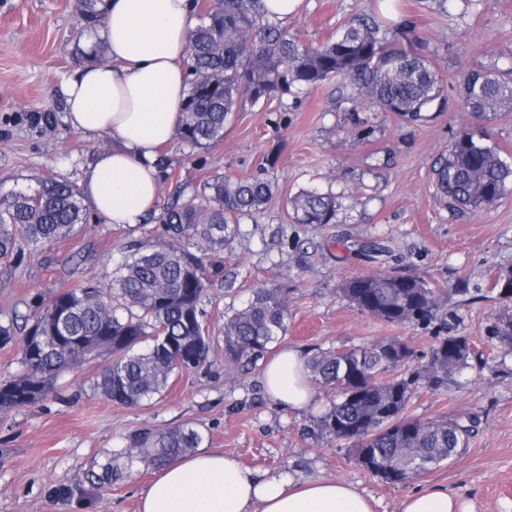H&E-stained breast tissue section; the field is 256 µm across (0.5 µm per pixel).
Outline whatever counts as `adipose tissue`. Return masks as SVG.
I'll return each mask as SVG.
<instances>
[{
    "label": "adipose tissue",
    "instance_id": "adipose-tissue-1",
    "mask_svg": "<svg viewBox=\"0 0 512 512\" xmlns=\"http://www.w3.org/2000/svg\"><path fill=\"white\" fill-rule=\"evenodd\" d=\"M106 8L99 38L107 63L79 67L62 92L67 122L112 139L82 176L85 199L109 223L134 226L158 202L156 158L177 134L189 88L187 36L197 20L189 0H108ZM262 380L281 408L302 411L314 402L305 360L294 348L272 356ZM140 512H375V501L346 481L260 472L201 450L164 467L142 493ZM400 512L465 509L434 485L408 495Z\"/></svg>",
    "mask_w": 512,
    "mask_h": 512
}]
</instances>
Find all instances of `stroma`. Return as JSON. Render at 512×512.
I'll use <instances>...</instances> for the list:
<instances>
[{
	"mask_svg": "<svg viewBox=\"0 0 512 512\" xmlns=\"http://www.w3.org/2000/svg\"><path fill=\"white\" fill-rule=\"evenodd\" d=\"M360 14L377 16L414 42L443 74V111L409 122L356 107L348 83L332 79L284 102L246 105L206 149L172 141L170 177L186 195L215 175L265 174L277 183L268 204L242 217L224 273L208 290L205 310L214 350L207 365L173 376L166 392L126 407L95 391L98 365L65 374L31 406L0 411V512H139L140 495L159 470L123 465L129 439L182 425L196 428L206 449L243 465L297 477L336 478L373 497L377 512H400L401 500L429 485L458 494L469 512H512V350L490 337L499 311L492 283L512 268V189L492 207L458 211L439 202L436 174L455 135L473 133L512 163V110L481 115L464 109L471 69L512 80V0H303L287 26L320 41ZM89 30L73 0H0V196L52 176L80 181L112 140L90 138L65 119L61 87L81 63ZM319 189L336 196L328 224H296L290 197ZM162 224L137 229L90 213L73 235L44 244L19 267L0 265V319L25 312L85 279L108 275L130 241H159ZM416 276L445 301L426 325L388 323L353 307L343 280L369 273ZM289 288L284 345L304 358L396 339L421 364L437 338H468L478 363L448 389H418L412 417L477 416L467 448L454 460L401 484H388L355 461L352 451L307 435L310 421L334 398L316 387L306 412L278 408L261 369L224 370V319L262 288ZM115 464L106 472L107 464Z\"/></svg>",
	"mask_w": 512,
	"mask_h": 512,
	"instance_id": "1",
	"label": "stroma"
}]
</instances>
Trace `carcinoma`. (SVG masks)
<instances>
[{"mask_svg":"<svg viewBox=\"0 0 512 512\" xmlns=\"http://www.w3.org/2000/svg\"><path fill=\"white\" fill-rule=\"evenodd\" d=\"M100 0H79L78 13L97 28L106 13ZM262 0H195L199 25L187 38L191 79L177 137L194 149L224 138L228 117L249 103L298 95L340 78L355 102L417 121L440 96L435 64L374 17L352 19L336 37L305 43L268 18ZM470 112L512 108V81L492 69L468 72L462 89ZM512 185V166L500 151L466 131L455 136L437 179L445 204L476 210L495 205ZM275 184L255 176H215L192 200L163 207L164 245L131 244L121 251L105 281L88 279L33 304L23 324L0 321V348H18L20 370L0 383V411L35 404L58 378L91 361L106 365L96 389L114 403L137 406L160 396L172 375L205 366L212 350L203 308L212 278L224 273V251L238 237L239 218L263 208ZM335 196L303 190L289 200L296 224H328ZM87 223L80 186L41 178L34 187L12 190L0 202V264L18 265L45 242L63 239ZM512 270L499 272L502 308L493 335L512 348ZM356 308L389 323L415 325L434 319L442 307L437 289L423 279L385 272L342 284ZM288 289H262L224 320V365L257 364L288 332ZM464 336H447L414 371L390 377L413 351L390 340L362 348L323 352L308 368L313 380L336 388V399L313 419L308 433L351 447L355 460L387 483L414 478L452 459L477 428L473 417L423 421L407 414L418 387L440 391L472 367ZM203 442L185 425L132 440L129 461L155 469Z\"/></svg>","mask_w":512,"mask_h":512,"instance_id":"carcinoma-1","label":"carcinoma"}]
</instances>
